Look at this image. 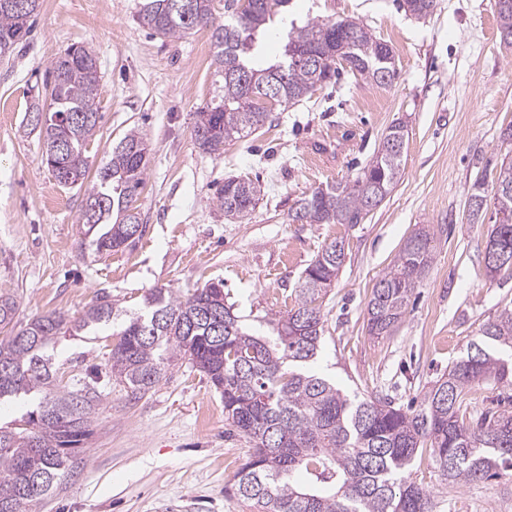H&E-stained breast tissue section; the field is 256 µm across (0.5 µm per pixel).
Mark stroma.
I'll list each match as a JSON object with an SVG mask.
<instances>
[{
	"label": "stroma",
	"instance_id": "1",
	"mask_svg": "<svg viewBox=\"0 0 512 512\" xmlns=\"http://www.w3.org/2000/svg\"><path fill=\"white\" fill-rule=\"evenodd\" d=\"M139 0H41L27 43L0 58V289L18 301L16 323L52 311L79 316L100 293L138 311L154 288L187 295L220 282L237 313L262 329L293 307L311 261L331 242L345 262L324 306L318 369L367 399L418 405L480 326L512 306V271L489 277L490 222L471 223L468 192L508 151L512 47L500 39L495 0H435L417 20L401 0H292L289 16L353 19L393 49L391 85L345 73L284 110L223 154L199 149L196 112L217 95L209 27L161 38L137 20ZM83 45L99 62L100 120L89 171L137 128L150 145L137 200L143 234L98 253L80 218L82 189L58 184L38 132L26 125L44 76L62 50ZM405 120L401 178L359 224H293L289 212L319 187L354 178L396 120ZM260 182L246 220L226 217V177ZM430 231L431 260L391 336H368L366 303L404 242ZM107 338L62 336L52 354L61 383L105 371ZM251 453L224 422V403L189 365L169 369L139 399L107 389L93 434L35 512H249L224 486ZM412 478L437 512H512V477L448 489L429 456Z\"/></svg>",
	"mask_w": 512,
	"mask_h": 512
}]
</instances>
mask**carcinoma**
I'll return each mask as SVG.
<instances>
[{
    "instance_id": "1",
    "label": "carcinoma",
    "mask_w": 512,
    "mask_h": 512,
    "mask_svg": "<svg viewBox=\"0 0 512 512\" xmlns=\"http://www.w3.org/2000/svg\"><path fill=\"white\" fill-rule=\"evenodd\" d=\"M0 0V56L27 40L40 0L27 9ZM213 0H141L137 20L164 38L212 27L218 99L196 112L192 135L199 147L221 154L226 143L265 125L273 107L302 101L336 77L334 56L349 71L380 86L392 84L396 61L388 44L350 19L287 24L290 0H247L224 21L212 17ZM406 13L425 19L435 0H405ZM284 44L272 63L263 60L264 38L275 21ZM49 103L30 114L49 113L40 129L43 156L57 180L86 186L82 223L105 229L97 252L127 246L129 225L140 223L139 189L148 165V143L136 128L115 145L91 183L87 145L99 122L98 61L92 50L72 45L49 71ZM404 123L392 124L380 149L352 180L317 188L289 214L294 224H355L372 201H383L401 172L403 152L390 142ZM264 187L224 179L217 203L240 220L256 207ZM430 232L420 229L401 248L394 266L372 289L366 329L377 339L392 335L406 313L416 283L428 267ZM487 245L512 268V223L495 224ZM345 260L342 241L324 248L295 289L296 304L270 321L273 335L252 332L228 303L224 285L208 284L182 297L156 289L138 312L118 309L101 294L76 318L53 312L14 329L16 298L0 292V401L40 395L38 403L0 427V512H24L47 495L73 466L92 434L101 393L84 383L57 382L48 347L59 336L91 333L112 325L107 362L112 382L134 399L150 392L167 370L187 362L224 399V421L252 443V453L224 493L252 512H435L411 469L429 451L448 486L512 472V410L469 413L464 391L475 383L512 386V308L483 324L466 354L448 367L415 409L386 400L360 399L312 369L323 343V303Z\"/></svg>"
}]
</instances>
